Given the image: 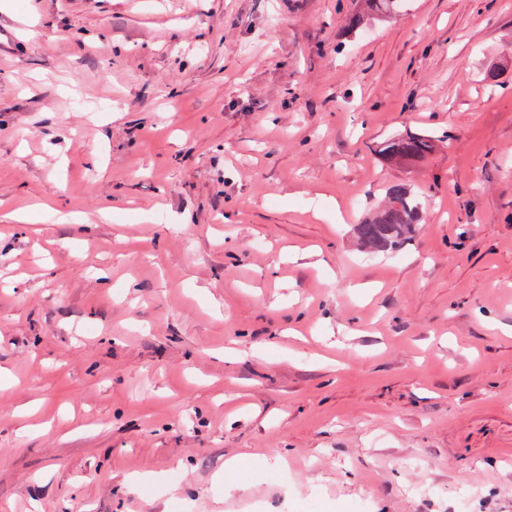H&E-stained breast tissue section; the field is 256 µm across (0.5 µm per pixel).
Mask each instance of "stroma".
Listing matches in <instances>:
<instances>
[{"label":"stroma","instance_id":"1","mask_svg":"<svg viewBox=\"0 0 512 512\" xmlns=\"http://www.w3.org/2000/svg\"><path fill=\"white\" fill-rule=\"evenodd\" d=\"M356 9L0 0V512H512V0ZM360 10L348 20V28L358 30L366 28L376 17L396 14L403 8L405 0H359ZM437 137L425 133H410L383 142L379 154L388 163L418 162L429 157L436 148ZM385 208L373 218L356 224L357 234L370 253L394 250L400 247L422 218V207L417 195L401 184L386 188Z\"/></svg>","mask_w":512,"mask_h":512}]
</instances>
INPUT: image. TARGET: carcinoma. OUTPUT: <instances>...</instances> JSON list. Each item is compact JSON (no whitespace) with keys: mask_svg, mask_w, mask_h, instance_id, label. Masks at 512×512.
<instances>
[{"mask_svg":"<svg viewBox=\"0 0 512 512\" xmlns=\"http://www.w3.org/2000/svg\"><path fill=\"white\" fill-rule=\"evenodd\" d=\"M360 10L348 20V28L358 30L371 24L380 15L396 14L405 0H359ZM437 137L425 133H410L383 142L379 154L388 162H418L429 157L436 148ZM385 208L374 217L356 225L357 234L370 253L400 247L422 218L417 195L396 184L386 188Z\"/></svg>","mask_w":512,"mask_h":512,"instance_id":"1","label":"carcinoma"}]
</instances>
